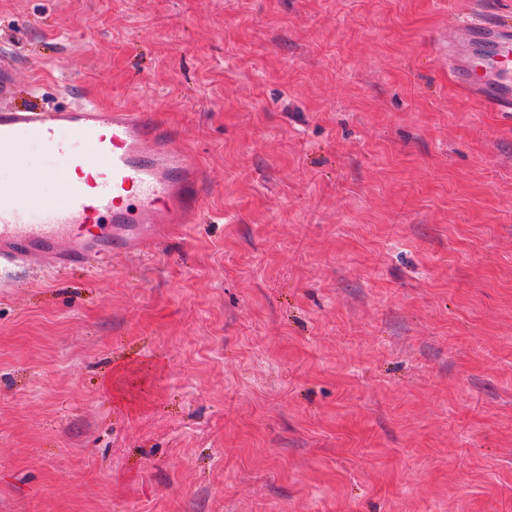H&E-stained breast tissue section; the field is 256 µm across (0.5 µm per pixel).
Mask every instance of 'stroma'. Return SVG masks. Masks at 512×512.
Here are the masks:
<instances>
[{
    "instance_id": "1",
    "label": "stroma",
    "mask_w": 512,
    "mask_h": 512,
    "mask_svg": "<svg viewBox=\"0 0 512 512\" xmlns=\"http://www.w3.org/2000/svg\"><path fill=\"white\" fill-rule=\"evenodd\" d=\"M512 0H0L15 107L147 110L205 216L0 275V512H512ZM463 44L448 50L455 76L463 80L465 91L499 112H512V26L490 23L472 16L466 22ZM479 69V71H478Z\"/></svg>"
}]
</instances>
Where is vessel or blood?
<instances>
[{
    "mask_svg": "<svg viewBox=\"0 0 512 512\" xmlns=\"http://www.w3.org/2000/svg\"><path fill=\"white\" fill-rule=\"evenodd\" d=\"M448 60L470 96L512 112V26L471 17ZM15 75L13 62L1 57L0 160L18 171L14 182L0 183L1 268L34 263L56 272L91 258L106 263L116 250L139 256L164 233L194 222L202 170L148 113L92 102L54 112L9 108ZM75 141L84 151L72 149ZM27 143L53 150L81 180L65 182L56 199L43 202L42 177L25 166Z\"/></svg>",
    "mask_w": 512,
    "mask_h": 512,
    "instance_id": "obj_1",
    "label": "vessel or blood"
}]
</instances>
